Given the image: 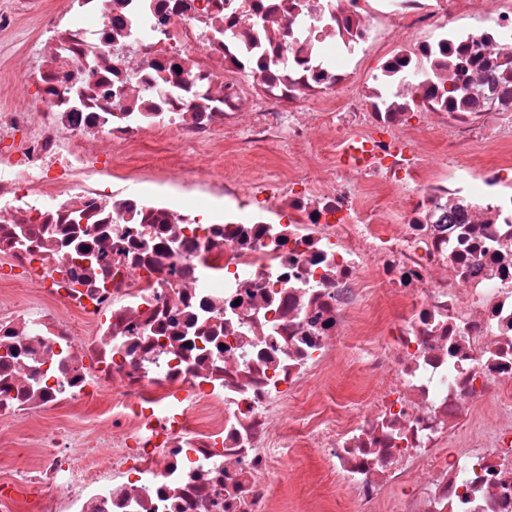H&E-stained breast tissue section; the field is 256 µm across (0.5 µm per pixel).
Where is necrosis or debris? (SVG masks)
<instances>
[{
    "instance_id": "1",
    "label": "necrosis or debris",
    "mask_w": 512,
    "mask_h": 512,
    "mask_svg": "<svg viewBox=\"0 0 512 512\" xmlns=\"http://www.w3.org/2000/svg\"><path fill=\"white\" fill-rule=\"evenodd\" d=\"M28 21L0 433L39 463L0 455V512H282L292 454L345 512H512V0H0ZM227 142L288 165L205 171Z\"/></svg>"
}]
</instances>
